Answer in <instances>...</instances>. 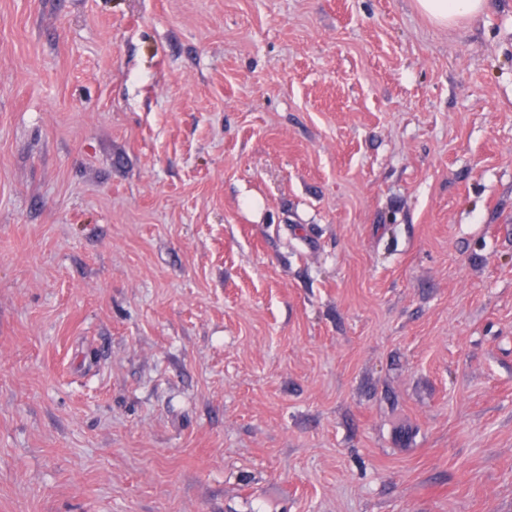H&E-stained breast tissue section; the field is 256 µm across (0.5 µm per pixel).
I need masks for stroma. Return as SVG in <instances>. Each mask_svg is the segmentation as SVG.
I'll return each mask as SVG.
<instances>
[{
	"label": "stroma",
	"instance_id": "obj_1",
	"mask_svg": "<svg viewBox=\"0 0 512 512\" xmlns=\"http://www.w3.org/2000/svg\"><path fill=\"white\" fill-rule=\"evenodd\" d=\"M0 512H512V0H0ZM418 9L440 25H451L458 20L481 14L488 0H416Z\"/></svg>",
	"mask_w": 512,
	"mask_h": 512
}]
</instances>
